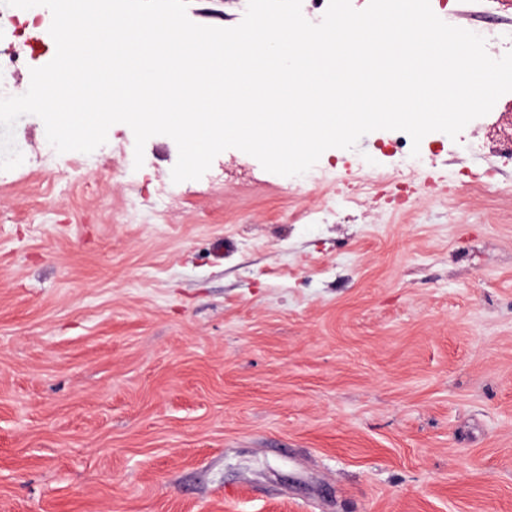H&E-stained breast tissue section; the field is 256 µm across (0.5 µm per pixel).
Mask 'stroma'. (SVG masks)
I'll list each match as a JSON object with an SVG mask.
<instances>
[{"label":"stroma","instance_id":"obj_1","mask_svg":"<svg viewBox=\"0 0 512 512\" xmlns=\"http://www.w3.org/2000/svg\"><path fill=\"white\" fill-rule=\"evenodd\" d=\"M187 15L240 22L234 0ZM503 112L427 134L418 178L339 217L395 131L326 150L332 186L235 148L176 183L168 136L138 168L114 124L87 173L72 151L42 166L22 116L0 172V512H512Z\"/></svg>","mask_w":512,"mask_h":512}]
</instances>
